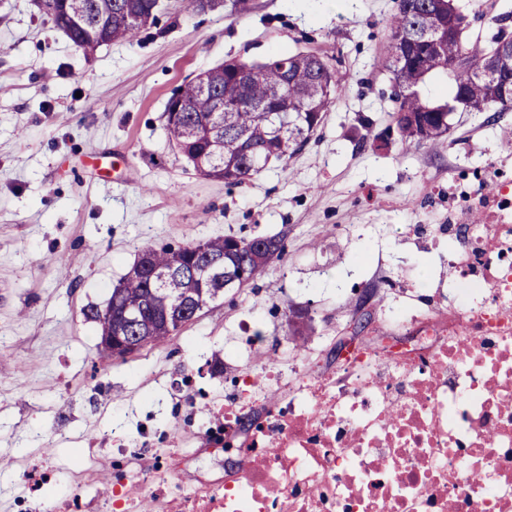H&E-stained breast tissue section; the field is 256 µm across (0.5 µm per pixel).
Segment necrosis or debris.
<instances>
[{
    "label": "necrosis or debris",
    "mask_w": 512,
    "mask_h": 512,
    "mask_svg": "<svg viewBox=\"0 0 512 512\" xmlns=\"http://www.w3.org/2000/svg\"><path fill=\"white\" fill-rule=\"evenodd\" d=\"M464 206L492 221L449 225L439 309L387 306L384 343L284 386L247 439L227 413L235 465L157 512H512V193Z\"/></svg>",
    "instance_id": "4bbe7bcc"
}]
</instances>
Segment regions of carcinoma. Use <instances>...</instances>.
<instances>
[{
	"mask_svg": "<svg viewBox=\"0 0 512 512\" xmlns=\"http://www.w3.org/2000/svg\"><path fill=\"white\" fill-rule=\"evenodd\" d=\"M84 15L87 30H76L70 41L85 53L95 49V40L89 32L105 29L117 39L131 40L137 32L132 24L113 17V0H71ZM421 14L408 13L402 0H396V11L389 24L387 38L386 69L390 79L401 88L394 98L395 111L408 110L419 115L421 123L434 131L428 143L442 142L438 130L448 125L446 100L435 101L425 95L422 86L434 76H443L449 83L452 96L463 94L472 111L481 114L491 109L502 111L507 105L498 102L493 80L481 79L476 70L488 51L489 44L480 38H462L450 42L432 53L420 50L401 68L393 67V60L402 50L399 37L407 35L423 25ZM457 57L460 64L453 70L445 68L448 59ZM253 77L248 93H242L237 73L226 69L217 73L212 81L224 94V111H212L211 96L201 87L188 83L180 87L176 95L184 109L182 120L167 125L170 141L181 144L189 160H200V174L224 181L228 186L242 185L260 174L268 162L284 160L304 144L298 140L303 130L318 127L324 112L328 111L342 91L343 77L338 71L325 68L294 53H279L262 64H251ZM288 79V111L277 114L264 112L258 105L273 106L281 98L283 79ZM252 147L245 153L243 144ZM270 245L283 251L278 236L251 238L224 235L204 240L205 252L198 250L197 242H186L177 247L167 246L160 250L151 246L143 249L149 254L153 267L159 270H175L165 283L169 304L176 303L184 289L197 288L189 272L208 255L224 256V268L235 270L234 259L248 258L245 282L242 287L259 278L266 270L263 247ZM148 282L138 276L128 277L118 301L142 312V322L154 327L157 343L170 338L169 330L153 321V309L147 302ZM86 319L97 324L99 335L110 332L112 319L104 311L91 309Z\"/></svg>",
	"mask_w": 512,
	"mask_h": 512,
	"instance_id": "obj_1",
	"label": "carcinoma"
}]
</instances>
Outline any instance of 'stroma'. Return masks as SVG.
Masks as SVG:
<instances>
[{
  "instance_id": "35a3bbf8",
  "label": "stroma",
  "mask_w": 512,
  "mask_h": 512,
  "mask_svg": "<svg viewBox=\"0 0 512 512\" xmlns=\"http://www.w3.org/2000/svg\"><path fill=\"white\" fill-rule=\"evenodd\" d=\"M394 12L395 0H246L189 14L160 0L154 24L87 56L32 0H0V512H50L33 481L65 495L81 467L109 475L108 491L88 490L124 512L146 457L180 498L224 470L223 450L199 436L215 399L264 367L286 381L335 371L363 291L377 314L444 274L417 243L454 220L477 173L500 172L495 192L512 174V109L491 122L455 112L438 147L402 143L385 68ZM282 52L318 53L344 75L320 127L244 185L198 175L168 139L174 91L224 61ZM224 234L277 235L284 250L164 345L109 358L84 313L105 307L142 248ZM295 306L313 319L300 336Z\"/></svg>"
}]
</instances>
